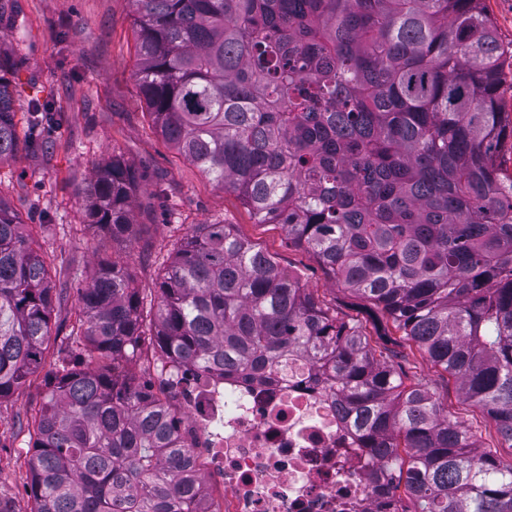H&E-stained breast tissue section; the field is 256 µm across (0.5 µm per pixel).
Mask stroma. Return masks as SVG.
<instances>
[{
	"label": "stroma",
	"instance_id": "obj_1",
	"mask_svg": "<svg viewBox=\"0 0 512 512\" xmlns=\"http://www.w3.org/2000/svg\"><path fill=\"white\" fill-rule=\"evenodd\" d=\"M11 20L0 28V60L12 68L17 133L30 135L25 112L30 97L51 102L61 121L49 131V150L19 152L0 164V199L34 225L42 250L55 258L52 280L59 295L52 338L41 371L0 401V504L32 512L23 424L42 402L45 377L75 319L78 291L87 272L105 257L125 266L139 287L154 288L173 244L198 224L224 222L298 272L306 288L336 312L358 317L353 296L328 275L313 252L290 245L280 225L255 223L235 194L205 176L154 128L142 102L130 0H11ZM124 158L139 190L133 199L136 232L123 242L99 241L86 224L84 186L95 169ZM410 382L421 384L449 416L472 428L483 447L503 464L512 448L493 423L464 403L453 379L410 342L387 353Z\"/></svg>",
	"mask_w": 512,
	"mask_h": 512
}]
</instances>
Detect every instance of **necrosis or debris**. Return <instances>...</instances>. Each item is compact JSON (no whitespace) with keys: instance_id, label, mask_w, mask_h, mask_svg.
<instances>
[{"instance_id":"4bbe7bcc","label":"necrosis or debris","mask_w":512,"mask_h":512,"mask_svg":"<svg viewBox=\"0 0 512 512\" xmlns=\"http://www.w3.org/2000/svg\"><path fill=\"white\" fill-rule=\"evenodd\" d=\"M168 392L187 416L205 494L220 512H398L373 490L332 388L288 376L265 384L177 368Z\"/></svg>"}]
</instances>
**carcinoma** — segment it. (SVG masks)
Returning <instances> with one entry per match:
<instances>
[{"label": "carcinoma", "instance_id": "1", "mask_svg": "<svg viewBox=\"0 0 512 512\" xmlns=\"http://www.w3.org/2000/svg\"><path fill=\"white\" fill-rule=\"evenodd\" d=\"M139 82L159 134L278 224L344 289L454 379L512 448V138L498 89L509 49L484 0H131ZM0 62V163L21 149ZM36 129L51 119L28 108ZM123 161L98 168L86 223L134 234ZM0 200V400L43 366L52 261ZM152 316L151 332L144 330ZM266 380L307 365L336 388L378 492L403 512H512V465L234 224H199L144 303L130 271L97 264L27 421L33 512H205L181 420L114 362Z\"/></svg>", "mask_w": 512, "mask_h": 512}]
</instances>
